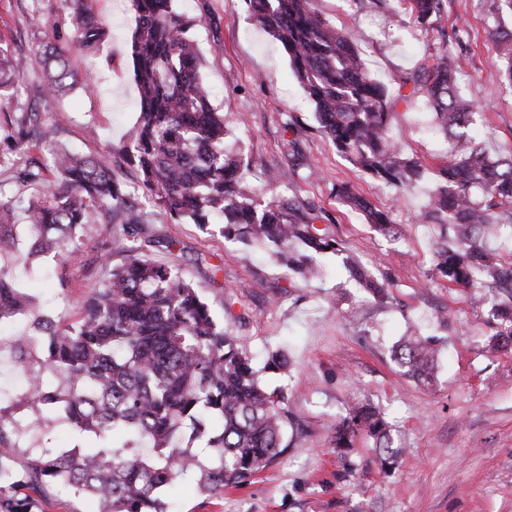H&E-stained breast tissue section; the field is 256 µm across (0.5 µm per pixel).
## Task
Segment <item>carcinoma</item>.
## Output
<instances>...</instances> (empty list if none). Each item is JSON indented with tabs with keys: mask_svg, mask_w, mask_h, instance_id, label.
Returning <instances> with one entry per match:
<instances>
[{
	"mask_svg": "<svg viewBox=\"0 0 512 512\" xmlns=\"http://www.w3.org/2000/svg\"><path fill=\"white\" fill-rule=\"evenodd\" d=\"M250 15L281 43L293 73L313 102L319 131L337 153L396 189L424 177L425 166L402 158L389 137L390 101L363 64L354 38L336 29L313 0H244ZM411 18L429 30L443 0H404ZM135 27L129 46L140 118L129 141L103 156L78 157L59 147L48 180L33 157L5 188L0 181V319L28 314L30 331L9 340L29 387L0 406V512H32L53 486L96 504V512H171L162 497L180 480L194 477L203 493L238 487L288 448L295 423L283 393L260 383L263 373H281V352L255 367L252 358L212 315L196 288L175 264L146 258L145 220L113 172L122 155L140 175L149 203L176 221L207 228L220 220L224 238L246 245H272L291 279L307 282L320 273L316 257L339 251L336 238L316 222L311 203L277 195L265 202L243 179L242 155L224 148L229 132L213 106L199 67L193 30L200 20L180 11L176 0H131ZM78 47L90 51L106 35L87 0H66ZM489 38L512 86V29L498 24ZM443 41L433 63L409 77L402 100L423 99L435 114L448 145V163L427 205L439 223L434 274L452 285L512 295V261L487 245L491 235L512 240V155L494 156L471 133L473 116L461 98L455 45ZM44 74L46 96L74 86L88 90L92 74L74 72L50 48L31 58L0 51V88L14 85L25 70ZM285 156L293 171L311 164L298 130L284 126ZM15 148L27 152L53 138L40 114L14 120ZM336 195L360 210L385 237L396 238L390 209H379L343 185ZM99 215L116 224L115 244L124 261L84 301L81 318L58 327L36 298L17 287L15 264H34L51 253L76 254L84 226ZM28 231L19 250L16 230ZM347 268L370 295L389 298V284L350 258ZM499 330L489 346H512V298L494 309ZM437 349L422 336H405L392 348L403 374L434 378ZM66 425L86 440L65 450L43 443ZM39 431L17 462L20 442ZM371 438L382 464L399 454L392 426L372 405H354L336 425L332 444L346 456L358 434ZM15 443L1 447L5 438Z\"/></svg>",
	"mask_w": 512,
	"mask_h": 512,
	"instance_id": "cac0c4a2",
	"label": "carcinoma"
}]
</instances>
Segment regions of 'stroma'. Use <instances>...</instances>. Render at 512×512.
Instances as JSON below:
<instances>
[{
  "mask_svg": "<svg viewBox=\"0 0 512 512\" xmlns=\"http://www.w3.org/2000/svg\"><path fill=\"white\" fill-rule=\"evenodd\" d=\"M500 0H444L436 29L417 28L399 0H315V9L337 28L356 32L367 67L388 90L390 135L404 156L427 169L423 180L395 195L393 189L341 157L317 129L314 106L292 74L282 46L252 18L243 0H180L200 18L195 30L201 76L212 101L237 124L229 145L249 162L246 182L262 186L266 171L280 172L281 194L314 203L335 236L340 254L320 260L321 279L291 287L268 249L225 239L217 227L174 223L149 213L153 237L175 239L177 248L152 245L148 258L180 265L214 317L263 365L282 351L285 373L263 384L281 389L294 406L299 429L288 430V448L275 463L239 488L207 495L184 480L170 491L174 512H512V348L489 346L497 331L491 303L476 306L469 289L432 276L437 226L425 214L428 193L447 161L446 143L431 116L400 98L399 78L431 64L445 35L457 34V76L462 97L484 118L482 135L500 153L512 151V87L488 37ZM107 23L96 50L78 51L75 25L64 0H0V51L31 55L54 48L71 69L93 72L95 91L77 88L44 96L42 72L30 71L0 90V179L17 157L7 120L34 110L57 142L83 156L120 145L139 119L138 92L128 51L135 15L130 0H93ZM295 120L303 151L318 174L291 173L284 164L283 126ZM352 186L376 206L393 205L399 228L389 240L343 205L334 193ZM114 226L93 222L80 238L77 259L45 257L18 269L26 292L56 311L59 324L76 322L83 302L100 286L113 253L103 263L102 245ZM378 270L393 283L392 300L376 305L347 279L343 257ZM233 300L225 309V300ZM245 314L247 324L233 321ZM440 337L434 384L403 376L391 348L409 327ZM353 402L370 404L394 425L402 453L383 469L372 439L357 437L348 457L332 445L336 425Z\"/></svg>",
  "mask_w": 512,
  "mask_h": 512,
  "instance_id": "35a3bbf8",
  "label": "stroma"
}]
</instances>
